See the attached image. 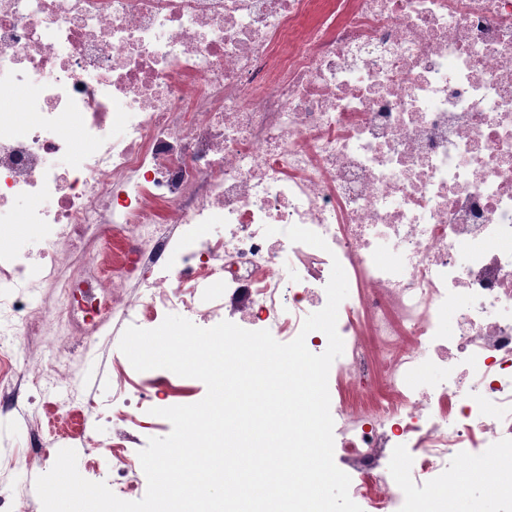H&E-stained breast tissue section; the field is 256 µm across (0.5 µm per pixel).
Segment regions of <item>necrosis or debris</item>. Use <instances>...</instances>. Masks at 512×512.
I'll list each match as a JSON object with an SVG mask.
<instances>
[{"mask_svg": "<svg viewBox=\"0 0 512 512\" xmlns=\"http://www.w3.org/2000/svg\"><path fill=\"white\" fill-rule=\"evenodd\" d=\"M22 196L40 204L28 251L0 232V361L41 336L62 358L0 380V410L44 386L60 415L0 471L66 439L111 450L71 427L86 328L177 310L287 343L337 261L350 496L481 512L452 457L497 461L512 498V0H0V215ZM45 288L54 308L30 302ZM108 405L117 429L148 414L122 375Z\"/></svg>", "mask_w": 512, "mask_h": 512, "instance_id": "1", "label": "necrosis or debris"}]
</instances>
